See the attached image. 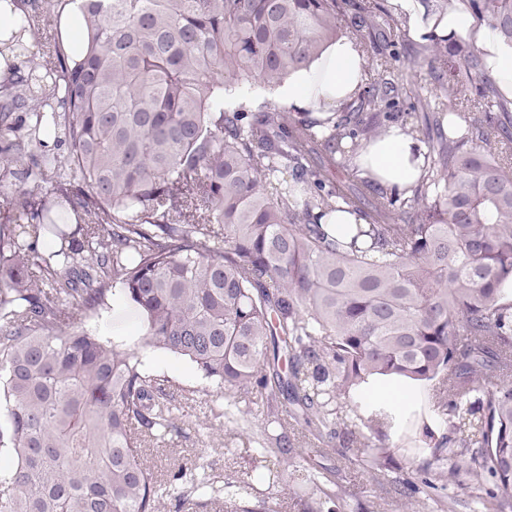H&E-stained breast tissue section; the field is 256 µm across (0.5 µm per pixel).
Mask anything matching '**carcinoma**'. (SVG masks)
<instances>
[{"mask_svg": "<svg viewBox=\"0 0 512 512\" xmlns=\"http://www.w3.org/2000/svg\"><path fill=\"white\" fill-rule=\"evenodd\" d=\"M32 35L41 0H27ZM459 5L512 45V0ZM86 49L35 67L46 84L0 85V512H207L208 478L181 489L147 464L180 433L166 377L140 350L191 361L221 397L260 408L258 439L224 453L290 468L311 489L302 512H344L348 489L296 461L288 420L314 452L341 446L369 472L394 463L372 437L403 414L365 401L371 381L427 389L446 426L407 503L465 471L486 512H512V102L485 54L432 35L415 55L422 98L382 0H80ZM348 36L367 65L362 92L317 119L265 98ZM428 111L417 114L418 108ZM24 113V118L16 113ZM423 135L426 174L405 196L357 178L349 161L387 126ZM364 223L344 244L322 220ZM121 294L143 317L120 349L89 322ZM247 471L224 479L225 512Z\"/></svg>", "mask_w": 512, "mask_h": 512, "instance_id": "obj_1", "label": "carcinoma"}]
</instances>
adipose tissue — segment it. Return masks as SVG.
Segmentation results:
<instances>
[{
    "label": "adipose tissue",
    "mask_w": 512,
    "mask_h": 512,
    "mask_svg": "<svg viewBox=\"0 0 512 512\" xmlns=\"http://www.w3.org/2000/svg\"><path fill=\"white\" fill-rule=\"evenodd\" d=\"M396 11L407 19L413 36L433 33L439 36H463L474 40L485 53L500 90L512 99V46L505 44L489 29H473L468 14L449 10L439 25L423 24L416 0H391ZM23 16L20 0H0V79L14 70L26 73L28 57L22 47L9 46L12 34L18 33ZM362 53L351 39L340 38L323 50L319 59L307 68L293 72L272 93L281 105L296 111H308L324 117L331 108L351 101L364 83ZM362 176L374 178L386 187L408 190L420 179L425 166V150L411 134L392 127L371 142L356 161Z\"/></svg>",
    "instance_id": "obj_1"
}]
</instances>
